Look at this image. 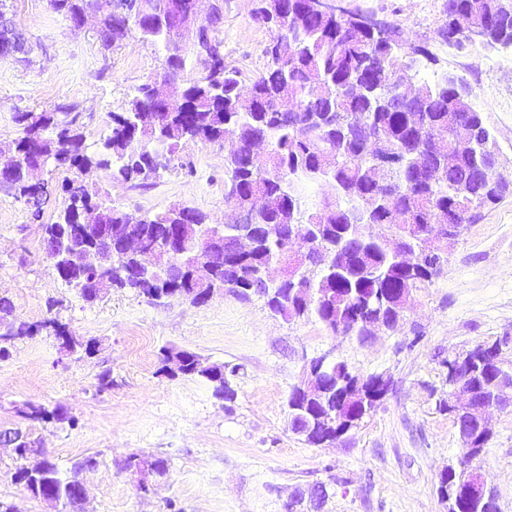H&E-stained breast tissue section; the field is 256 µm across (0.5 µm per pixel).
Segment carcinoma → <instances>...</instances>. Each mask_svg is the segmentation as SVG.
Instances as JSON below:
<instances>
[{
  "instance_id": "cac0c4a2",
  "label": "carcinoma",
  "mask_w": 512,
  "mask_h": 512,
  "mask_svg": "<svg viewBox=\"0 0 512 512\" xmlns=\"http://www.w3.org/2000/svg\"><path fill=\"white\" fill-rule=\"evenodd\" d=\"M12 0H0V58L28 55L24 34L12 20ZM51 9L69 23L98 6V0H49ZM196 0H106L98 14L97 34L105 48L135 32L162 55L158 78L172 84L173 102L163 107L149 92V84L137 88L122 112L111 115L109 133L92 143L84 133L83 109L76 103L58 104L34 112H15L22 134L5 144L16 159V169L0 176V189L11 192L30 208L37 221L48 203L51 183H33L29 167L39 154L49 158V172L101 171L112 184L123 186L147 181L181 161L180 148L188 139L215 143L231 136L235 156L224 165V203L242 204L253 195L265 200V210L254 220L269 232L246 257L233 251L226 240L212 245L210 274L180 283L165 282L136 269V261L123 262L125 273L112 275L111 288L132 290L152 303L182 299L200 304L204 289L224 283L231 295L248 300L250 287L263 281L266 266L282 265L280 279L265 287L263 300L271 314L291 320L312 315L331 332L364 336L363 325L383 318L391 324L403 319L412 294L437 277L447 261L443 251L430 244L414 255V267L403 268L386 250L385 241L403 238L408 249H418L438 231L452 224L456 234L476 221L482 210L512 196V176L483 115L468 98L466 84L434 69L435 57L424 45L412 46L393 22L384 30L361 27L334 15L315 12L309 0H258L253 19L272 34L265 48L268 63L258 76L246 80L240 69L224 62V42L212 33L223 23L217 12L202 24V39L186 52L180 26L195 11ZM447 16H469L465 32H455L446 21L439 35L463 47L475 42L496 48L512 43V0H446ZM202 68L203 76L180 80L188 60ZM415 86L414 97L399 99L401 74ZM288 92L295 111L283 112L278 99ZM469 124L479 129L471 144L456 142L457 128ZM264 140L268 157L262 162L251 154V145ZM392 155L395 164L386 174L377 155ZM499 167L498 189L485 183L482 170ZM313 186H327L332 200L322 201L306 193ZM63 209L56 220L42 225L43 238L61 236L60 245L77 249L89 244L94 229L84 225L64 234L76 213L102 211L112 230L135 236L148 246L163 245L171 225L186 224L199 235L213 225L207 215L190 207L191 219L182 218L174 206L155 214L132 212L83 182L64 177ZM306 230L305 247L325 250L330 267L311 271L301 266L300 255L288 242V225ZM97 273L90 271L81 282L61 273L59 278L83 300L95 302ZM47 331L72 351L91 352V341L71 333L55 318L29 323L15 317L14 306L0 298V358L10 355L18 340ZM491 344L473 349L472 362L455 370L454 377L470 388L476 403L485 406L493 394L512 390V371L490 361ZM182 357V375L201 378L214 387L215 395L232 401L230 378L238 367L207 364L188 350L166 349L162 370L170 356ZM329 386L317 402L304 403L296 389L288 394V429L313 447L338 440L336 430L325 425L326 414L355 424L368 416L389 389L379 376L366 377L365 393L358 374L340 360L328 368ZM23 417L29 421L72 426L74 417L57 406L52 411L28 403ZM458 431H469L472 457L490 439L467 425V417L453 415ZM41 476L30 483L25 467L17 468L16 483L35 497L61 499L64 512H74L79 500L71 491L78 472L63 473L48 459L39 462ZM471 465H448L439 473L438 490H448V512H489L486 501L471 496Z\"/></svg>"
}]
</instances>
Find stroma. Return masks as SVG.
I'll return each instance as SVG.
<instances>
[{"instance_id": "stroma-1", "label": "stroma", "mask_w": 512, "mask_h": 512, "mask_svg": "<svg viewBox=\"0 0 512 512\" xmlns=\"http://www.w3.org/2000/svg\"><path fill=\"white\" fill-rule=\"evenodd\" d=\"M14 20L32 50L26 61L0 59V142L19 134L16 110L42 111L60 103L84 110L85 134L108 132L112 113L161 69L153 46L130 35L103 48L93 27L69 26L49 0H14ZM349 10L396 22L428 43L439 70L463 78L473 105L494 135L512 174V50L481 44L460 49L439 38L445 0H343ZM251 0H224L215 33L224 60L244 78L265 69L268 31L254 23ZM181 156L192 171L153 178L149 187L113 186L102 172L86 175L92 189L131 211L156 213L175 205L200 209L223 223L222 145L196 142ZM55 191L44 221L63 207ZM23 201L0 190V296L30 323L56 318L94 347L67 354L54 336L15 342L0 359V429L22 428L40 438L45 456L68 470L83 464L86 499L78 512H286L292 494L325 484L323 512H448L437 491L442 469L467 450L452 417L445 360L480 343L512 337V198L483 210L448 247L442 274L415 294L399 326L367 339L332 334L315 317L291 321L270 315L261 298L215 295L193 305L181 299L155 305L129 291L84 301L47 260L42 225ZM197 353L210 364L241 368L233 401L200 378L162 370L163 349ZM361 376L379 375L390 389L357 428L315 448L293 434L287 399L306 360L327 350ZM112 382L100 388L99 377ZM33 401L62 405L74 426L25 420ZM492 437L475 464L512 512V408L490 415ZM162 460L165 475L126 470L129 457ZM21 464L0 447V501L16 512H55L14 480ZM147 490H140L139 481Z\"/></svg>"}]
</instances>
